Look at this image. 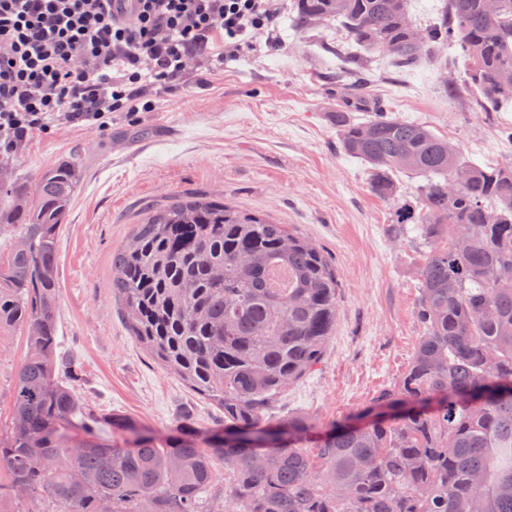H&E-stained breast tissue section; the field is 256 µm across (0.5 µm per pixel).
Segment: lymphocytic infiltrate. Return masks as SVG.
I'll list each match as a JSON object with an SVG mask.
<instances>
[{
	"label": "lymphocytic infiltrate",
	"instance_id": "lymphocytic-infiltrate-1",
	"mask_svg": "<svg viewBox=\"0 0 512 512\" xmlns=\"http://www.w3.org/2000/svg\"><path fill=\"white\" fill-rule=\"evenodd\" d=\"M0 0V151L12 153L59 118L106 126L140 111L143 84L166 89L221 39L234 58L272 34L278 0Z\"/></svg>",
	"mask_w": 512,
	"mask_h": 512
}]
</instances>
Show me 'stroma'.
Segmentation results:
<instances>
[{
  "label": "stroma",
  "mask_w": 512,
  "mask_h": 512,
  "mask_svg": "<svg viewBox=\"0 0 512 512\" xmlns=\"http://www.w3.org/2000/svg\"><path fill=\"white\" fill-rule=\"evenodd\" d=\"M274 45L233 61L199 53L179 86L146 87V111L116 112L107 127L56 120L10 154L20 179L61 161L77 166V188L60 231L57 354L75 360L74 384L101 414L134 419L157 439L182 418L208 433L219 405L165 370L131 334L112 298V255L149 211L190 196L223 200L317 245L338 280L336 324L321 361L277 401L278 416L323 428L398 385L422 334L416 279L426 247L375 196L366 165L345 155L327 115L343 106L335 23L295 28L281 13ZM370 99L401 120L458 143L474 163L512 162V103L486 114L467 90L460 51L448 66L397 72L385 57L364 60ZM26 354L21 329L0 332V428Z\"/></svg>",
  "instance_id": "35a3bbf8"
}]
</instances>
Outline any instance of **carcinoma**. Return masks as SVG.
I'll return each instance as SVG.
<instances>
[{"mask_svg": "<svg viewBox=\"0 0 512 512\" xmlns=\"http://www.w3.org/2000/svg\"><path fill=\"white\" fill-rule=\"evenodd\" d=\"M295 27L334 21L347 41L395 70L469 61L477 106L512 102V0H444L440 17L406 22L408 0H293ZM345 106L329 113L342 152L370 169L429 244L417 269L423 327L398 386L320 431L271 416L272 403L321 360L336 321V272L281 224L200 198L158 209L112 254V294L157 362L224 409L200 437L183 419L159 441L129 417H102L59 379L57 238L76 190L61 162L18 185L0 164V331L21 328L26 355L0 434V471L21 499L61 512H202L224 465L226 512H512V166L479 165L423 124L368 105L359 57L344 55ZM371 113L360 120L355 111ZM424 179L402 198L399 175ZM288 275L269 287L271 268ZM89 440L75 445L68 431ZM119 433L125 447L93 440ZM242 435L270 442L251 446Z\"/></svg>", "mask_w": 512, "mask_h": 512, "instance_id": "1", "label": "carcinoma"}]
</instances>
